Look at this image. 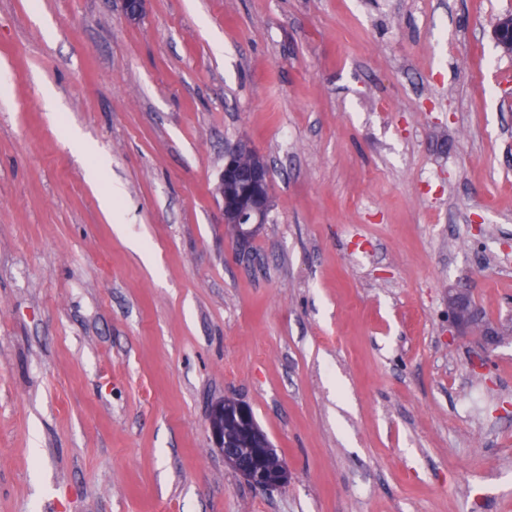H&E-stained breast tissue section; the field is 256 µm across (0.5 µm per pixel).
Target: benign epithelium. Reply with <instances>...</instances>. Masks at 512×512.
<instances>
[{
  "label": "benign epithelium",
  "instance_id": "7a95c632",
  "mask_svg": "<svg viewBox=\"0 0 512 512\" xmlns=\"http://www.w3.org/2000/svg\"><path fill=\"white\" fill-rule=\"evenodd\" d=\"M492 38L504 53L512 54V12L495 19ZM214 195L224 215V223L237 227L239 245L249 243L254 229L267 222L271 210L270 167L266 159L247 144L241 143L224 152V167L214 187ZM448 316L461 333L481 326V335L492 352L500 332L471 300V289L458 288L448 302ZM209 431L224 461L252 487L273 492L288 485L291 471L286 459L273 452L268 439L258 429L250 407L239 401L226 400L214 405L209 415Z\"/></svg>",
  "mask_w": 512,
  "mask_h": 512
}]
</instances>
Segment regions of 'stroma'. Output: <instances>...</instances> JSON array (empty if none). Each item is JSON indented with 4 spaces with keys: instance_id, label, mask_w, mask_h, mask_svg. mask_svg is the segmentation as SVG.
<instances>
[{
    "instance_id": "stroma-1",
    "label": "stroma",
    "mask_w": 512,
    "mask_h": 512,
    "mask_svg": "<svg viewBox=\"0 0 512 512\" xmlns=\"http://www.w3.org/2000/svg\"><path fill=\"white\" fill-rule=\"evenodd\" d=\"M507 11L0 0V512H512V335L479 368L448 320L468 279L512 318ZM243 140L244 252L212 194ZM227 399L287 487L225 463ZM492 38L504 53L512 54V12L499 15L492 26ZM253 155L250 165L242 164V154ZM214 195L227 224H234L239 232V245L244 249L254 229L266 224L271 210L270 167L266 159L247 143L224 151V167L214 187ZM209 431L224 461L252 487L273 492L288 485V462L274 454L247 404L228 399L214 405L209 415Z\"/></svg>"
}]
</instances>
